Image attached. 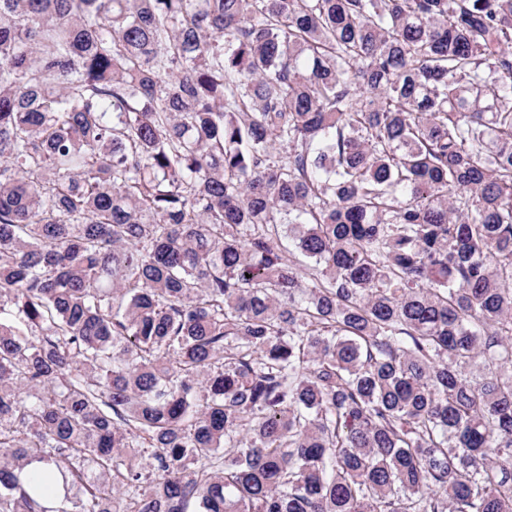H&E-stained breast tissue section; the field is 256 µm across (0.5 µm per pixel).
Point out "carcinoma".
Segmentation results:
<instances>
[{
  "mask_svg": "<svg viewBox=\"0 0 512 512\" xmlns=\"http://www.w3.org/2000/svg\"><path fill=\"white\" fill-rule=\"evenodd\" d=\"M0 512H512V0H0Z\"/></svg>",
  "mask_w": 512,
  "mask_h": 512,
  "instance_id": "carcinoma-1",
  "label": "carcinoma"
}]
</instances>
